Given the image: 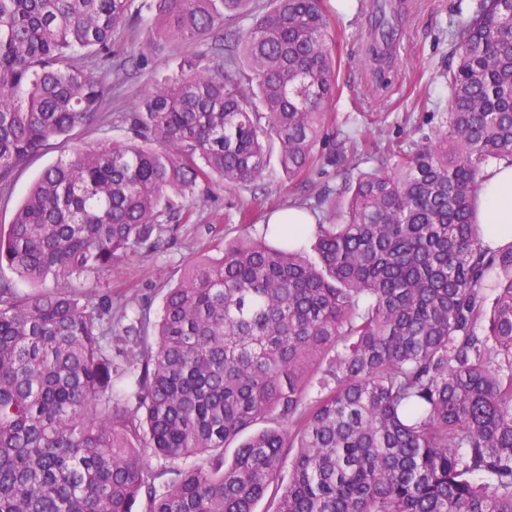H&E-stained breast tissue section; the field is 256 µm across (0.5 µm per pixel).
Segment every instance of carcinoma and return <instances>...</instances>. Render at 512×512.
Here are the masks:
<instances>
[{
    "label": "carcinoma",
    "mask_w": 512,
    "mask_h": 512,
    "mask_svg": "<svg viewBox=\"0 0 512 512\" xmlns=\"http://www.w3.org/2000/svg\"><path fill=\"white\" fill-rule=\"evenodd\" d=\"M130 2L0 0L1 183L99 117L85 58ZM253 4L152 0L184 42L254 17L148 78L123 138L73 145L0 230V512H512V242L473 222L485 168L512 159V0H475L454 35L447 127L374 145L311 234L266 224L190 264L155 323L83 287L167 243L199 184L262 180L272 147L288 179L311 172L330 19ZM397 39L381 14L360 65ZM143 448L201 462L157 485Z\"/></svg>",
    "instance_id": "cac0c4a2"
}]
</instances>
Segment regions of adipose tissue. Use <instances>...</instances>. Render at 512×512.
<instances>
[{
	"label": "adipose tissue",
	"instance_id": "adipose-tissue-1",
	"mask_svg": "<svg viewBox=\"0 0 512 512\" xmlns=\"http://www.w3.org/2000/svg\"><path fill=\"white\" fill-rule=\"evenodd\" d=\"M484 176L476 221L485 242L497 246L512 241V160L496 162Z\"/></svg>",
	"mask_w": 512,
	"mask_h": 512
}]
</instances>
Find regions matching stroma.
Instances as JSON below:
<instances>
[{
    "instance_id": "obj_1",
    "label": "stroma",
    "mask_w": 512,
    "mask_h": 512,
    "mask_svg": "<svg viewBox=\"0 0 512 512\" xmlns=\"http://www.w3.org/2000/svg\"><path fill=\"white\" fill-rule=\"evenodd\" d=\"M368 3L324 0L335 38L338 94L327 111L319 152L328 154L339 133L345 132L358 138L361 156L354 159L340 153L335 163L318 162L306 182L287 179L278 158L273 157L260 184H215L198 190L195 200L185 203L174 219L173 244L144 258L114 262L100 278L99 288L111 291L114 300L149 306L151 316H158L165 291L177 284L191 261L218 255L225 243L243 231L260 235L272 211L304 202L321 187L339 186L356 170L370 169L369 154L375 144H405L445 126L451 42L457 28L469 18L473 0H410L402 48L379 81L357 66L366 50ZM131 11L133 21L113 35L112 54L104 62L107 92L100 107L103 120L75 130L71 142H54L18 168L8 185L0 186V226L11 224L35 178L67 154L71 144L120 137V120L137 110L146 89V73L165 78L182 60L204 52L215 40L211 33L192 43L158 38L146 0H133ZM245 214L250 217L246 224L241 221Z\"/></svg>"
}]
</instances>
